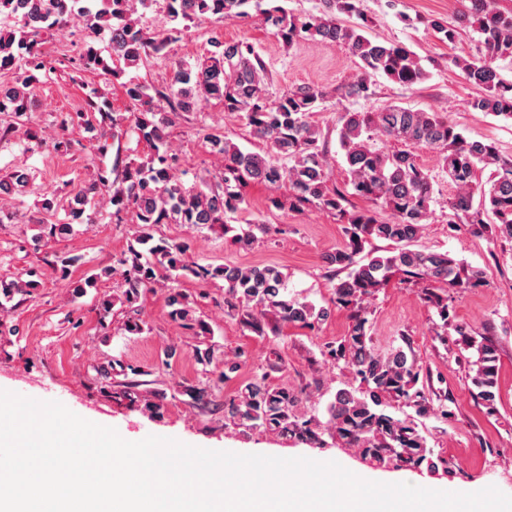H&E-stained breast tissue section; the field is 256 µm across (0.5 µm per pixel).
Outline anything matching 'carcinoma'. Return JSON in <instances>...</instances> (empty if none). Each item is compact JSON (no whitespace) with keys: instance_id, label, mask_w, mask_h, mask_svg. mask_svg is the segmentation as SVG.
<instances>
[{"instance_id":"obj_1","label":"carcinoma","mask_w":512,"mask_h":512,"mask_svg":"<svg viewBox=\"0 0 512 512\" xmlns=\"http://www.w3.org/2000/svg\"><path fill=\"white\" fill-rule=\"evenodd\" d=\"M0 0V70L15 73L13 84L0 93V112L21 117L31 105L26 89L39 83L47 67L40 49L42 34H62L80 20L89 41L79 57H65L59 64L69 69L70 80L84 94V105L60 114V127L87 125L100 137L122 136L109 99L100 85L88 82L83 72L96 71L108 83H119L134 110L133 130L152 152L145 160L116 156L110 172L101 171L78 192V207L71 208L74 221H81L95 199L106 193L112 205V223L131 222L135 231L120 260V294L102 303L109 312L115 302L133 316L125 331L139 335L147 323L135 316L134 304L141 295L161 286L169 290L168 316L195 336L212 334L207 322L191 314L188 298L179 290L181 279L193 277L201 283L224 280V310L257 336H277L284 325L312 328L327 320L337 308L348 311L347 334L326 344L323 357L343 364L353 383L336 389L327 405L326 420L299 411L312 384L290 387L271 384L264 368H257L241 381L237 395L224 402V426L244 432L276 433L312 448L333 445L348 448L372 468L436 471L445 460H433L432 448L420 430L421 420L452 415L454 403L448 391L430 387V370L417 357L408 339L385 352L374 348L369 301L394 276L402 282L423 284L425 302L437 314V337L454 327L461 349L469 352L470 380L476 398L489 416L498 413V356L491 339L477 338L462 325H452L448 289L475 288L484 283V271L458 261L446 252L412 248L432 213L434 177L421 166L414 150L435 153L438 169L448 177L454 193L448 200V224H472L496 237L512 240V159L497 146L469 139L457 132L436 112H423L390 105L376 112H344L338 144L347 164L346 188L330 184L327 144L311 116L327 97L326 88L304 85L276 97L269 94V73L263 56L244 41L211 40L212 50L194 64L179 66L169 82L154 86L136 78H125V70L114 68L95 47V38L106 34L110 55L125 65H136L152 54L179 41L193 25L226 20L245 22L252 12L264 16L286 48L306 40L320 39L345 47L358 59L360 75L352 83L336 88L341 98L369 99L374 95L371 78L384 76L403 85L426 79L415 53L392 41L365 34L368 19L360 0H320L318 15L298 16L287 0H163L170 27L154 34L141 26L136 4L148 9L155 0ZM462 25L480 34L483 60L456 58L453 64L466 79L481 89L471 101L473 109L512 119V83L499 77L491 61L512 56V11L497 7V0H469L461 13ZM201 98L215 99L225 112L235 114L261 139V153L241 149L221 129H204L203 140L211 152L224 158V167L201 189L174 178L178 156L168 146L173 117H189ZM488 172L486 180L479 174ZM273 190L288 186L286 200L273 203L290 210L315 207L342 224L344 244L323 257L332 285L331 304H315L288 296L286 281L270 265L201 264L190 259L183 242L155 238L159 224L220 226L233 233L238 244L254 241L266 224H249L236 232L235 216L245 209L244 190L252 183ZM363 199L389 213L378 219L372 209L350 210L348 196ZM43 236L63 238L68 224L37 220ZM373 239L393 243L386 255L365 251ZM345 277H340V274ZM28 280L0 281V305L38 285L34 270ZM182 393L195 403L213 402L206 387L187 385ZM395 402L413 410L399 416L388 410Z\"/></svg>"}]
</instances>
